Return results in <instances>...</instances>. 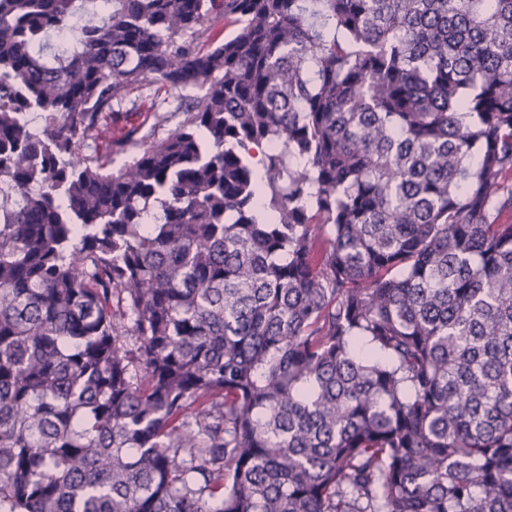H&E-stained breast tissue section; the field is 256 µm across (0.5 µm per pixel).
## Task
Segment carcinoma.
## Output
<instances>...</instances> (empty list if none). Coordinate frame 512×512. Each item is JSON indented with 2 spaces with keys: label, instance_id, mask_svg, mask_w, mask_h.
<instances>
[{
  "label": "carcinoma",
  "instance_id": "carcinoma-1",
  "mask_svg": "<svg viewBox=\"0 0 512 512\" xmlns=\"http://www.w3.org/2000/svg\"><path fill=\"white\" fill-rule=\"evenodd\" d=\"M76 2L0 0V512H512V0ZM155 86L144 84L130 94L120 105H114L117 118L107 120L105 133L94 145L99 155L110 152L112 143V167L118 168L139 151L138 147L126 144L127 132L132 127H139L137 137L149 144L161 140L185 115L177 111L181 97H194L202 92L190 89L180 92L155 91ZM152 106V107H151ZM120 145H124L120 150Z\"/></svg>",
  "mask_w": 512,
  "mask_h": 512
}]
</instances>
